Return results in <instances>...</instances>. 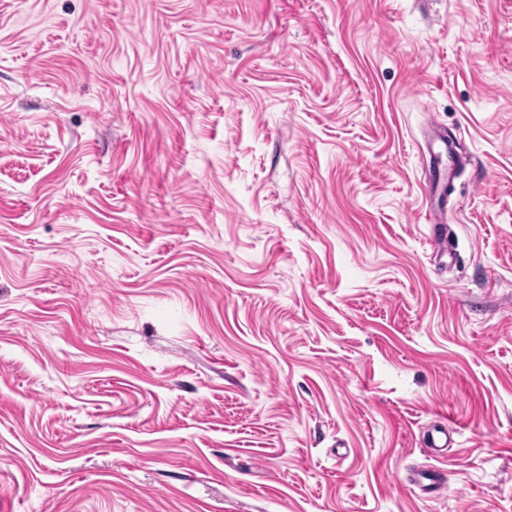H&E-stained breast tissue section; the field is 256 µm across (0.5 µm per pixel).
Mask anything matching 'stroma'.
Instances as JSON below:
<instances>
[{"label": "stroma", "mask_w": 512, "mask_h": 512, "mask_svg": "<svg viewBox=\"0 0 512 512\" xmlns=\"http://www.w3.org/2000/svg\"><path fill=\"white\" fill-rule=\"evenodd\" d=\"M0 512H512V0H0Z\"/></svg>", "instance_id": "obj_1"}]
</instances>
